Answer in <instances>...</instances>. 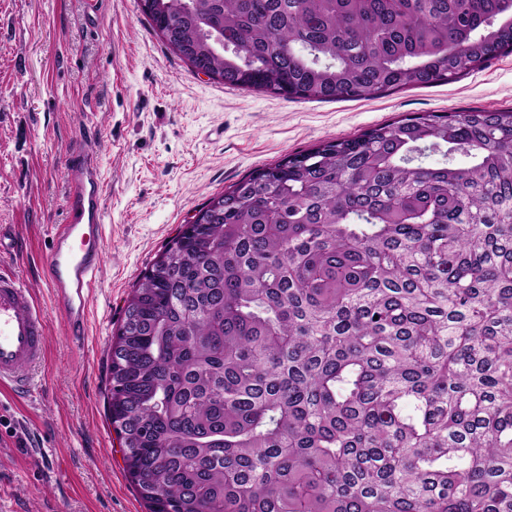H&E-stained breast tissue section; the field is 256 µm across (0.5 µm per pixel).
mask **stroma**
I'll return each instance as SVG.
<instances>
[{
	"label": "stroma",
	"mask_w": 512,
	"mask_h": 512,
	"mask_svg": "<svg viewBox=\"0 0 512 512\" xmlns=\"http://www.w3.org/2000/svg\"><path fill=\"white\" fill-rule=\"evenodd\" d=\"M512 108V53L456 82L361 101L228 88L191 69L138 0H0V225L50 328L27 396L0 402V512H146L105 412L112 336L132 286L207 200L252 171L421 112ZM104 184V262L80 344L41 257L63 223L73 144ZM25 438L17 446L9 428Z\"/></svg>",
	"instance_id": "stroma-1"
}]
</instances>
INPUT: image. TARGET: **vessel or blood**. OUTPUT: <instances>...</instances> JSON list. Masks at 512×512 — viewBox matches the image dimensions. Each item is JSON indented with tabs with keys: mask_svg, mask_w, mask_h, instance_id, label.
Masks as SVG:
<instances>
[{
	"mask_svg": "<svg viewBox=\"0 0 512 512\" xmlns=\"http://www.w3.org/2000/svg\"><path fill=\"white\" fill-rule=\"evenodd\" d=\"M103 183L97 161L74 148L68 168L64 223L55 225L45 274L67 337L86 331L89 296L104 260ZM49 327L38 300L14 273L0 269V386L17 394L34 388V370L45 360Z\"/></svg>",
	"mask_w": 512,
	"mask_h": 512,
	"instance_id": "obj_1",
	"label": "vessel or blood"
}]
</instances>
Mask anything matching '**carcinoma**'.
Segmentation results:
<instances>
[{
    "instance_id": "1",
    "label": "carcinoma",
    "mask_w": 512,
    "mask_h": 512,
    "mask_svg": "<svg viewBox=\"0 0 512 512\" xmlns=\"http://www.w3.org/2000/svg\"><path fill=\"white\" fill-rule=\"evenodd\" d=\"M151 2L195 72L293 99L512 51V0ZM197 215L112 342L107 410L148 512H512V109L324 141Z\"/></svg>"
}]
</instances>
